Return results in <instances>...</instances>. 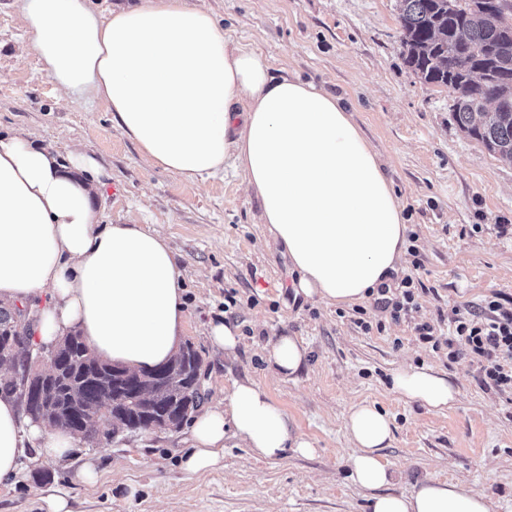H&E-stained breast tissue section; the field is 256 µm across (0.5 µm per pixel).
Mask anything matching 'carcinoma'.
Returning <instances> with one entry per match:
<instances>
[{
  "label": "carcinoma",
  "instance_id": "cac0c4a2",
  "mask_svg": "<svg viewBox=\"0 0 512 512\" xmlns=\"http://www.w3.org/2000/svg\"><path fill=\"white\" fill-rule=\"evenodd\" d=\"M398 2L406 63L424 82L448 89L461 131L512 163V38L504 28L512 0ZM31 335L28 308L0 307V357L21 374L34 359ZM167 365L165 382L146 380L150 394L143 400L125 368L100 360L74 333L53 370L31 382L25 413L73 432L82 416L105 406L120 435L164 414L181 425L205 400L203 360L190 346Z\"/></svg>",
  "mask_w": 512,
  "mask_h": 512
}]
</instances>
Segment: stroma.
<instances>
[{
  "label": "stroma",
  "mask_w": 512,
  "mask_h": 512,
  "mask_svg": "<svg viewBox=\"0 0 512 512\" xmlns=\"http://www.w3.org/2000/svg\"><path fill=\"white\" fill-rule=\"evenodd\" d=\"M226 38L254 49L273 76L295 75L340 97L383 155L418 256L413 270L426 290L409 320L392 321L375 298L364 318L383 331L363 332L350 306H327L297 293L285 252L268 244L257 198L233 172L200 182L145 164L134 142L114 127L105 102L59 93L35 55H21L25 31L17 0H0V134L34 132L59 155L80 149L105 168L101 199L108 224H147L168 239L188 302L183 339L202 355L205 387L216 398L252 379L285 411L316 452L255 458L228 447L221 468L185 474L179 458L187 428L149 430L122 442L81 443L67 462L36 481L25 462L0 486V512H49L65 494L77 512H368V491L353 483L352 448L343 417L369 400L392 419L382 456L394 472L385 490L408 494L427 477L482 494L489 512H512V393L482 381L468 356L422 342L427 322L448 335L454 314L499 301L512 311V164L500 161L457 126L446 88L423 82L403 54L397 0H202ZM221 319L237 327L232 357L211 348L206 330ZM288 335L307 346L306 366L287 378L263 348ZM434 367L456 388L437 411L391 388L400 364ZM93 461L100 478L77 473Z\"/></svg>",
  "instance_id": "1"
}]
</instances>
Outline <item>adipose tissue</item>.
Instances as JSON below:
<instances>
[{"label":"adipose tissue","mask_w":512,"mask_h":512,"mask_svg":"<svg viewBox=\"0 0 512 512\" xmlns=\"http://www.w3.org/2000/svg\"><path fill=\"white\" fill-rule=\"evenodd\" d=\"M19 9L25 51L66 95L103 100L148 164L190 181L233 167L260 202L270 242L287 253L298 293L350 306L399 265L403 206L351 112L322 87L271 75L261 55L225 38L210 9L187 0H141L106 18L87 0H19ZM104 176L84 152L63 163L28 132L0 138V306L34 310L37 347L76 332L100 359L147 371L182 345V272L157 229L103 223ZM264 359L292 377L307 349L284 335ZM393 389L435 410L457 395L429 366L398 367ZM344 430L351 478L370 491V512H488L483 495L434 478L407 495L384 493L393 473L380 451L392 425L374 404H354ZM229 437L264 459L315 450L250 379L192 421L182 470L218 466ZM79 441L33 421L16 398H0V483L23 458L58 464Z\"/></svg>","instance_id":"obj_1"}]
</instances>
